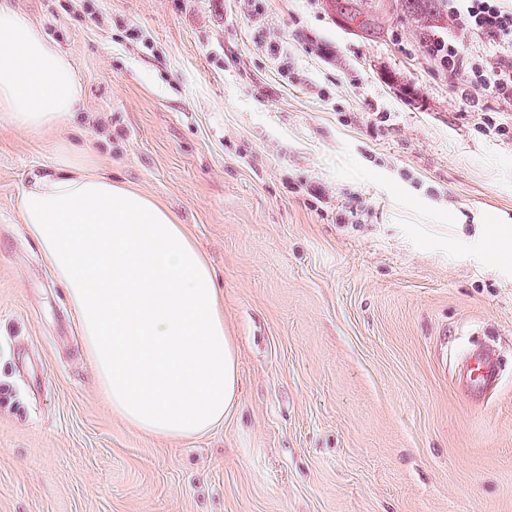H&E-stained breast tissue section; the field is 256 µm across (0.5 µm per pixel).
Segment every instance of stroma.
I'll return each mask as SVG.
<instances>
[{"label": "stroma", "mask_w": 512, "mask_h": 512, "mask_svg": "<svg viewBox=\"0 0 512 512\" xmlns=\"http://www.w3.org/2000/svg\"><path fill=\"white\" fill-rule=\"evenodd\" d=\"M9 4L85 98L0 124V512H512V102L461 98L400 0H353L372 33L332 0ZM59 141L210 265L240 383L208 434L106 401L19 213ZM484 346L475 403L456 372ZM460 380L474 395H485L498 384L497 360L484 352L471 354L466 366L460 372Z\"/></svg>", "instance_id": "obj_1"}]
</instances>
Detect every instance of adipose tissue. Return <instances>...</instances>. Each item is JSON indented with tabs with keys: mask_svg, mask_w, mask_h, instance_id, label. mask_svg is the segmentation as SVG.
<instances>
[{
	"mask_svg": "<svg viewBox=\"0 0 512 512\" xmlns=\"http://www.w3.org/2000/svg\"><path fill=\"white\" fill-rule=\"evenodd\" d=\"M83 104L69 58L0 6V122L38 134ZM19 210L67 289L113 412L164 438L220 423L238 393L235 348L212 273L175 216L64 148Z\"/></svg>",
	"mask_w": 512,
	"mask_h": 512,
	"instance_id": "adipose-tissue-1",
	"label": "adipose tissue"
}]
</instances>
